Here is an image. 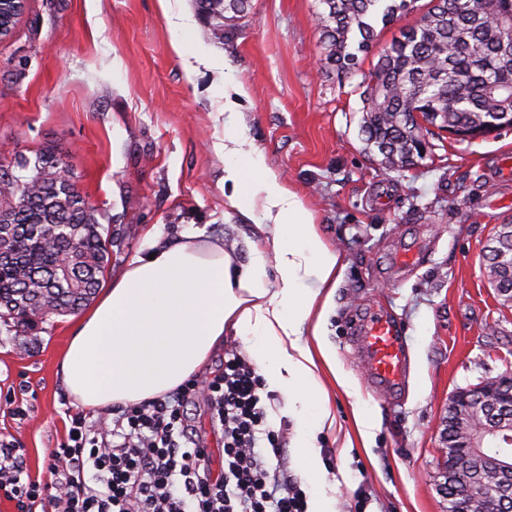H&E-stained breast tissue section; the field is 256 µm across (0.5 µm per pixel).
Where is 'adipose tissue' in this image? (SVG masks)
Returning a JSON list of instances; mask_svg holds the SVG:
<instances>
[{
  "mask_svg": "<svg viewBox=\"0 0 512 512\" xmlns=\"http://www.w3.org/2000/svg\"><path fill=\"white\" fill-rule=\"evenodd\" d=\"M224 182L232 207L263 201L264 235L238 264L222 240L185 234L160 243L148 233L145 254L105 285L78 320L62 360L66 388L78 407L105 411L169 393L195 374L234 330L272 388L310 412L297 445L302 467L319 472L313 432L333 426L319 367L335 369L327 318L343 270L303 199L269 170L258 149L225 138ZM315 277L316 287H302Z\"/></svg>",
  "mask_w": 512,
  "mask_h": 512,
  "instance_id": "ef3b65f1",
  "label": "adipose tissue"
}]
</instances>
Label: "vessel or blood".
Returning a JSON list of instances; mask_svg holds the SVG:
<instances>
[{"instance_id": "obj_1", "label": "vessel or blood", "mask_w": 512, "mask_h": 512, "mask_svg": "<svg viewBox=\"0 0 512 512\" xmlns=\"http://www.w3.org/2000/svg\"><path fill=\"white\" fill-rule=\"evenodd\" d=\"M357 342L368 380L380 393L395 394L406 369V352L399 324L373 312L355 324Z\"/></svg>"}]
</instances>
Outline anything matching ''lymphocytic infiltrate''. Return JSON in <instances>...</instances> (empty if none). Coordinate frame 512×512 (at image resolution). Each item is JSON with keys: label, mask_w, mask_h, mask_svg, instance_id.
<instances>
[{"label": "lymphocytic infiltrate", "mask_w": 512, "mask_h": 512, "mask_svg": "<svg viewBox=\"0 0 512 512\" xmlns=\"http://www.w3.org/2000/svg\"><path fill=\"white\" fill-rule=\"evenodd\" d=\"M265 382L238 349L224 353L213 379L191 378L175 393L112 411V440L90 438L74 413L51 451L50 484L33 479L24 454L0 443V495L33 512L46 500L54 512H308L307 495L284 463L282 430L268 422ZM203 399L224 435V473L213 477L206 449L185 411ZM96 470V485L84 478Z\"/></svg>", "instance_id": "obj_1"}]
</instances>
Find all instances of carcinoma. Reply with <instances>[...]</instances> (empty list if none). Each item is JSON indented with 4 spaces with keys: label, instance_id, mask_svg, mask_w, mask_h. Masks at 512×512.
<instances>
[{
    "label": "carcinoma",
    "instance_id": "obj_1",
    "mask_svg": "<svg viewBox=\"0 0 512 512\" xmlns=\"http://www.w3.org/2000/svg\"><path fill=\"white\" fill-rule=\"evenodd\" d=\"M213 39L222 42L228 13L244 17L250 0H194ZM321 53L344 75L359 65L375 40L371 21L391 22L415 0H321ZM512 0H457L448 10L431 4L402 35L384 46L374 82L363 94L361 133L381 165L398 170L423 158L419 120L440 129L481 130L512 116ZM0 176V335H18L27 318L75 313L94 297L98 275L112 258V233L104 218L71 182L57 156L44 151L35 163L16 156ZM486 250L495 292L512 299V224L500 226ZM468 414L486 424L501 415L471 400ZM458 479L448 487L469 512H497L501 486L490 462L454 444L465 440L468 420L445 427Z\"/></svg>",
    "mask_w": 512,
    "mask_h": 512
}]
</instances>
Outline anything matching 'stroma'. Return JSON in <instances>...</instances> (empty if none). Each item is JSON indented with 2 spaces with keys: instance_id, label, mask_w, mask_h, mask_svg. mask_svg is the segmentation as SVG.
<instances>
[{
  "instance_id": "35a3bbf8",
  "label": "stroma",
  "mask_w": 512,
  "mask_h": 512,
  "mask_svg": "<svg viewBox=\"0 0 512 512\" xmlns=\"http://www.w3.org/2000/svg\"><path fill=\"white\" fill-rule=\"evenodd\" d=\"M387 25L349 76L321 59L320 0H251L248 14L215 42L193 0L173 30L157 0H27L0 40V157L35 159L51 150L78 190L105 215L118 278L148 232L223 239L247 264L261 210L243 214L224 194V158L214 146L240 136L299 194L345 269L327 339L355 381L347 394L327 369L319 379L335 418L314 440L323 468L306 473L295 446L311 417L272 391L273 424H285L288 472L308 497L334 512H446L437 486L443 419L457 389L512 370V306L501 305L485 271V247L512 224V126L458 141L426 135V154L403 170H382L360 123L363 92L383 46L427 9ZM208 50L213 64L186 78L182 52ZM244 85L224 108V83ZM397 320L409 370L397 394L377 392L351 337V315ZM74 314L54 315L21 336L0 335V441L25 451L31 477L50 481L49 454L76 410L61 361ZM376 420L371 447L356 436L355 410ZM214 473L224 466L220 430L205 402L188 408ZM352 447H344L346 436Z\"/></svg>"
}]
</instances>
